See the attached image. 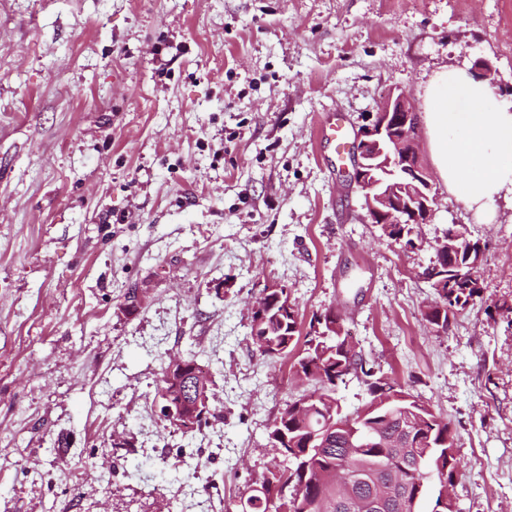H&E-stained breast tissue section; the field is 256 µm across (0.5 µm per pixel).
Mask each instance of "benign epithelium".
Instances as JSON below:
<instances>
[{
  "label": "benign epithelium",
  "mask_w": 512,
  "mask_h": 512,
  "mask_svg": "<svg viewBox=\"0 0 512 512\" xmlns=\"http://www.w3.org/2000/svg\"><path fill=\"white\" fill-rule=\"evenodd\" d=\"M417 117L411 94L394 88L379 104L371 122L357 135L352 171L347 173V181L363 192L364 208L372 224H429L434 218L437 192L422 160ZM186 370L185 362H172L168 380L177 391L188 382ZM193 385L198 397L188 404L189 413L182 402L174 401L172 393L164 392V403L160 407L163 420L190 427L197 413L208 408L206 379L199 376L193 380ZM420 489L419 485L412 494L397 496L389 488L382 495L381 503H415Z\"/></svg>",
  "instance_id": "1"
}]
</instances>
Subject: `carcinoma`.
<instances>
[{
  "label": "carcinoma",
  "instance_id": "carcinoma-1",
  "mask_svg": "<svg viewBox=\"0 0 512 512\" xmlns=\"http://www.w3.org/2000/svg\"><path fill=\"white\" fill-rule=\"evenodd\" d=\"M448 280L452 281L451 288L435 292L425 312L426 320L435 328L448 326L450 315L466 308L480 291L475 280L456 282L452 268L448 269ZM266 305L267 313L255 312L251 317V336L264 346L262 354L273 362L296 354V371L315 381L319 388L286 403L273 421L269 435L286 436L278 442L286 470L280 474L266 471L261 489L251 491L240 502V512H351L336 503L340 475L352 474V493L368 498L373 486L389 480L392 469L403 465L413 470L417 459L423 457L430 459L436 483L457 479L455 435L448 423L435 425L429 436L420 434L418 421L433 416L431 408L391 378L366 367L360 352H343L348 336L342 318L336 315L331 320L327 312L313 315L310 331L302 341L297 307L289 302L288 290L269 289ZM359 374L363 375L369 402L394 394L406 400L398 403L401 410L395 413L388 404L372 412L365 426L372 430L373 440L353 448L336 424L355 421L360 414L349 418L330 408L337 382ZM411 432L420 436L416 445L404 452L388 447L393 439ZM320 434L323 439L313 440Z\"/></svg>",
  "mask_w": 512,
  "mask_h": 512
}]
</instances>
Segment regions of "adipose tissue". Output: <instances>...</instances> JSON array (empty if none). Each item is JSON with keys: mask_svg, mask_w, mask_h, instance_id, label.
<instances>
[{"mask_svg": "<svg viewBox=\"0 0 512 512\" xmlns=\"http://www.w3.org/2000/svg\"><path fill=\"white\" fill-rule=\"evenodd\" d=\"M425 135L439 180L482 223L512 195V108L496 105L489 83L443 66L422 94Z\"/></svg>", "mask_w": 512, "mask_h": 512, "instance_id": "ef3b65f1", "label": "adipose tissue"}]
</instances>
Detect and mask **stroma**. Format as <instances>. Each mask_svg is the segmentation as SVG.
I'll return each instance as SVG.
<instances>
[{
    "label": "stroma",
    "instance_id": "1",
    "mask_svg": "<svg viewBox=\"0 0 512 512\" xmlns=\"http://www.w3.org/2000/svg\"><path fill=\"white\" fill-rule=\"evenodd\" d=\"M480 58L511 104L512 0H0V512L247 497L273 420L316 389L250 336L268 286L302 324L336 309L449 423L460 512H512V202L483 224L438 187L401 249L320 134ZM452 224L484 248L480 294L439 333L423 272ZM191 350L217 419L172 433L154 385Z\"/></svg>",
    "mask_w": 512,
    "mask_h": 512
}]
</instances>
